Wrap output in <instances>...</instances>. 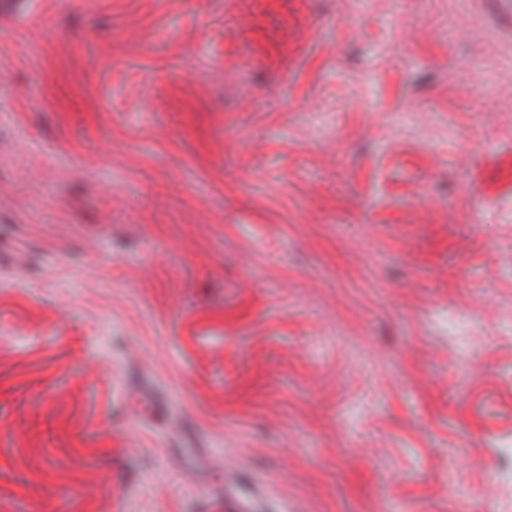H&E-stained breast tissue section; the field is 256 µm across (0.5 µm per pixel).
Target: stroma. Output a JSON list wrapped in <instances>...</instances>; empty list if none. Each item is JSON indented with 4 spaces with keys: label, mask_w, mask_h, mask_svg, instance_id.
<instances>
[{
    "label": "stroma",
    "mask_w": 512,
    "mask_h": 512,
    "mask_svg": "<svg viewBox=\"0 0 512 512\" xmlns=\"http://www.w3.org/2000/svg\"><path fill=\"white\" fill-rule=\"evenodd\" d=\"M0 14V512H512V0Z\"/></svg>",
    "instance_id": "1"
}]
</instances>
